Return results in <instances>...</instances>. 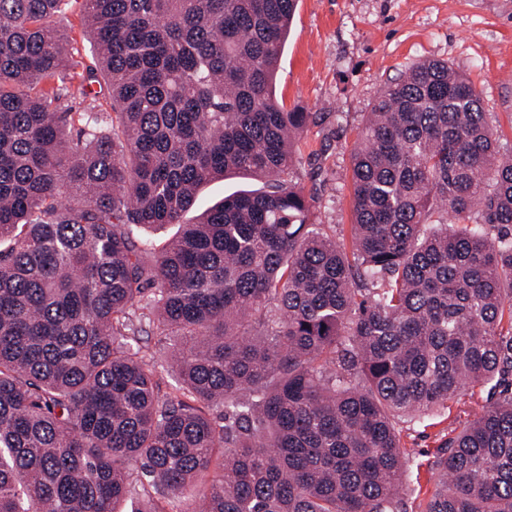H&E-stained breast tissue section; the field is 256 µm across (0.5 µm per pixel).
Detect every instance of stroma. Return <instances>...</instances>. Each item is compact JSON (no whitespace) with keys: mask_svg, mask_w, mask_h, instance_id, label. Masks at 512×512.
<instances>
[{"mask_svg":"<svg viewBox=\"0 0 512 512\" xmlns=\"http://www.w3.org/2000/svg\"><path fill=\"white\" fill-rule=\"evenodd\" d=\"M444 60L479 91L502 149L512 152V0H299L276 93L319 113L299 144L291 178L314 199L316 220L350 235L351 154L366 112L413 64ZM470 385L421 423H398L411 504L433 487L445 442L489 402Z\"/></svg>","mask_w":512,"mask_h":512,"instance_id":"1","label":"stroma"}]
</instances>
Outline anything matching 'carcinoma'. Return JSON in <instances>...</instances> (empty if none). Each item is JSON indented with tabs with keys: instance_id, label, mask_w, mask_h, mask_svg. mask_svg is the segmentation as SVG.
I'll return each mask as SVG.
<instances>
[{
	"instance_id": "cac0c4a2",
	"label": "carcinoma",
	"mask_w": 512,
	"mask_h": 512,
	"mask_svg": "<svg viewBox=\"0 0 512 512\" xmlns=\"http://www.w3.org/2000/svg\"><path fill=\"white\" fill-rule=\"evenodd\" d=\"M71 2L0 0V512H118L136 465L132 512H408L396 423L467 383L498 397L418 512H512V156L472 83L378 96L348 247L283 179L318 119L273 91L297 0H82L75 89ZM228 172L265 186L181 223ZM59 26L65 30L78 50L76 60L89 64L93 55V43L85 26L83 13L78 6L69 10L64 18L59 21Z\"/></svg>"
}]
</instances>
